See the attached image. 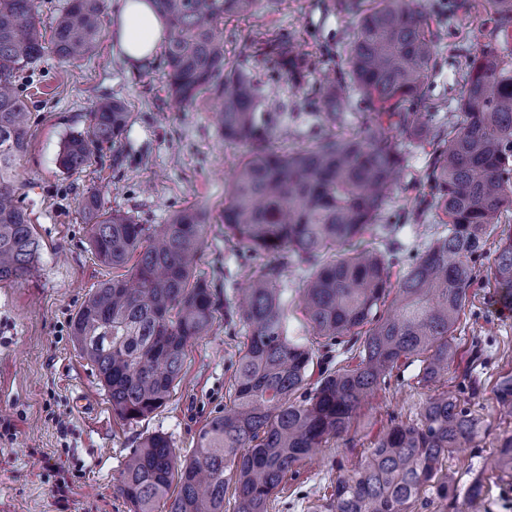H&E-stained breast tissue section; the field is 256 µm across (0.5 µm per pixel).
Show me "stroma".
Segmentation results:
<instances>
[{
    "instance_id": "obj_1",
    "label": "stroma",
    "mask_w": 512,
    "mask_h": 512,
    "mask_svg": "<svg viewBox=\"0 0 512 512\" xmlns=\"http://www.w3.org/2000/svg\"><path fill=\"white\" fill-rule=\"evenodd\" d=\"M331 2L266 0L253 15L224 21L219 33L226 60L249 59L258 34L285 29L304 51L325 54L326 67L338 68L354 20L333 10ZM447 28L439 81L453 96L464 89V65L455 47L472 50L487 37L476 13L451 18ZM26 90L32 100L31 137L17 181L40 260L26 280L0 281V512H129L115 490L123 457L155 432L171 438L181 454L191 453L200 430L229 401L230 362L247 333L242 328L226 333L223 317H216L210 332L188 347L169 402L146 419H121L70 336L71 319L90 289L112 275L91 252L79 200L83 192L98 191L107 206L133 212L144 224L165 223L175 210L191 206L216 217L244 148L224 141L213 107L172 103L161 58L129 67L108 29L84 62L63 67L46 56ZM264 90L278 103L272 120L279 143L298 144V131L307 123L303 92L282 76L266 81ZM104 95L121 98L133 114L122 140V169H113L106 147L82 173L62 172L57 156L64 140L86 128L95 101ZM408 212L398 191L384 213L407 246L423 247L441 232L435 212L417 221L408 219ZM274 260L273 254L225 239L216 224L202 245L198 270L220 291L225 275L240 286L247 271ZM305 276V268L290 269L282 286L290 335L314 348L318 338L298 308ZM471 295L470 312L457 326L455 365L480 381L476 391L461 392L460 398L482 428L448 459L463 485L483 470L499 439L512 435V420L500 417L494 394L499 374L512 371V306L501 307L498 288L481 280ZM420 368L416 358L400 362L348 433L297 465L277 490L279 512H311L330 494L337 475L358 466L391 417L417 418L429 393L419 381Z\"/></svg>"
}]
</instances>
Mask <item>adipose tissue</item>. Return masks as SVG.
Wrapping results in <instances>:
<instances>
[{
  "label": "adipose tissue",
  "instance_id": "adipose-tissue-1",
  "mask_svg": "<svg viewBox=\"0 0 512 512\" xmlns=\"http://www.w3.org/2000/svg\"><path fill=\"white\" fill-rule=\"evenodd\" d=\"M116 37L128 63L151 60L165 38V24L151 0H120Z\"/></svg>",
  "mask_w": 512,
  "mask_h": 512
}]
</instances>
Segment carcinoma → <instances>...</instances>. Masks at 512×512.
<instances>
[{"instance_id":"carcinoma-1","label":"carcinoma","mask_w":512,"mask_h":512,"mask_svg":"<svg viewBox=\"0 0 512 512\" xmlns=\"http://www.w3.org/2000/svg\"><path fill=\"white\" fill-rule=\"evenodd\" d=\"M152 2L167 26L162 59L171 99L213 101L224 139L250 147L228 189L224 237L279 260L221 300L197 274L209 223L204 210L142 224L93 191L82 195L93 254L124 273L91 289L73 319L72 340L122 419L137 422L169 401L188 346L208 334L219 309L224 322L247 332L233 361L231 406L200 430L188 457L162 433L145 436L121 462V497L131 512H227L232 485L233 512H269L288 472L347 432L400 360L421 356L420 383L431 394L418 420H391L313 512H415L427 492L465 512L482 501L483 480L474 479L461 504L446 462L478 435L481 421L439 385L455 359V331L470 306L487 234L512 213V0H485L489 40L464 52L465 88L449 102L445 129L420 123L443 31L431 0H337L357 21L344 67L313 89L320 109L311 116L322 136L288 153L270 144L261 74L283 75L301 89L321 59L299 52L294 35L282 30L257 48L256 68L229 67L215 29L254 13L260 0ZM102 30V0H67L48 34L38 0H0V281L25 278L40 248L16 185L32 115L18 83L48 53L68 64L90 58ZM357 104L363 111L354 112ZM131 121L123 100L99 98L87 128L65 139L59 167L82 171L103 145L121 143ZM413 150L428 155L429 196L416 198L412 219L433 208L448 232L403 259L382 214ZM302 265L311 270L299 308L321 338L319 357L287 331L281 283ZM485 277L512 303V228L501 230ZM351 336L361 337L358 362L333 366L332 349ZM494 391L501 414L512 418V371L498 376ZM490 469L512 477V436L499 441Z\"/></svg>"}]
</instances>
